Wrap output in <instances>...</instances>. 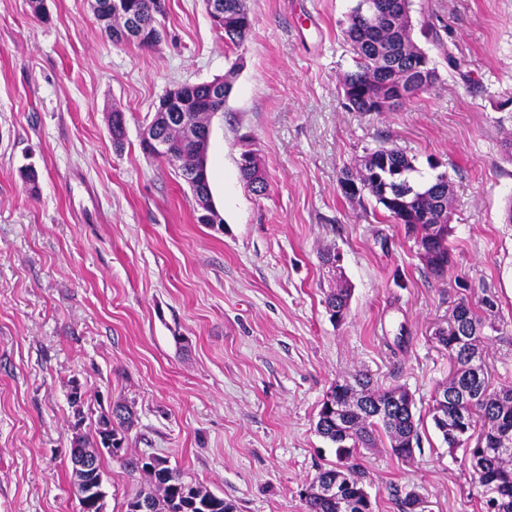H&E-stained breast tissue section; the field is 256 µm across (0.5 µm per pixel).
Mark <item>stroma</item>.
<instances>
[{"mask_svg":"<svg viewBox=\"0 0 512 512\" xmlns=\"http://www.w3.org/2000/svg\"><path fill=\"white\" fill-rule=\"evenodd\" d=\"M93 0H0V512H78L69 449L79 379L84 429L133 411L128 454H158L238 512H305L336 450L316 431L331 385L358 371L405 386L419 420L412 458L386 438L360 449L375 512L406 494L423 512H480L468 458L430 410L455 367L435 338L460 299L496 301L503 333L483 359L512 385V0H415L462 70L439 61L433 93L395 112H353L340 81L356 0H246L244 46L228 53L202 0H165L162 37L112 42ZM241 69L211 119L207 165L223 225L196 220L175 169L142 133L178 84ZM125 119L123 146L110 132ZM249 136L267 183L240 177ZM399 147L425 183L452 187L453 262L431 276L415 234L375 201L345 197L344 168ZM31 167L37 190L20 176ZM339 255L337 267L325 253ZM351 290L344 321L325 297ZM105 512L139 488L103 455Z\"/></svg>","mask_w":512,"mask_h":512,"instance_id":"1","label":"stroma"}]
</instances>
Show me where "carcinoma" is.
<instances>
[{
	"label": "carcinoma",
	"mask_w": 512,
	"mask_h": 512,
	"mask_svg": "<svg viewBox=\"0 0 512 512\" xmlns=\"http://www.w3.org/2000/svg\"><path fill=\"white\" fill-rule=\"evenodd\" d=\"M366 0H357L344 29L355 54L356 71L348 73L342 81V90L348 106L356 112H371L380 97L387 95L395 85H402L411 100L421 94L432 92L439 83L438 69L428 53L414 38L412 23L413 0H392L395 9H379L377 18L365 7ZM133 8L146 20L157 22L156 0H129ZM252 30V20L244 0H224V46L239 47ZM421 34L440 52L448 67H460L458 59L448 50L439 32L430 25L421 28ZM188 102L187 111L193 113L195 141L210 138L211 109L208 85L186 83L181 85ZM165 139L171 146L185 148L190 152L193 144L186 142L180 120L169 116L162 128ZM387 159L389 168L403 170L398 184L409 192L403 210L392 208L387 199L393 196L394 185L376 181L371 174L377 160ZM415 171L412 161L393 146H378L369 150L356 172L345 170L341 181L355 179L361 185V194L375 199L383 206L389 217L398 224L421 231V238L431 240V249L421 254L426 268L439 275L438 263H451L448 238L452 227L437 223L443 209L448 207V176L439 173L424 189H418L410 180ZM241 178L249 185L259 182L256 193L266 190V183L258 166L249 170L239 169ZM193 196L211 202L208 177L188 178ZM351 290L338 288L325 297L326 309H349ZM454 309L460 311L467 336L448 333L438 338L449 352L456 354L459 367L455 376L437 391H447L458 386L471 394L469 398L448 401L441 418L431 413L435 429L448 448H461L473 466L481 469L479 484L486 488L488 499L485 505L499 504V512H512V449L502 451L504 437L512 438V386L491 387L483 358L479 366L471 369L470 357L483 352L484 343L494 341L489 332H496L495 319L498 309L494 301L483 299L477 304L462 300ZM69 402L74 408L77 423H82V407L85 400L83 387L69 381ZM132 420V411L126 405L117 404L112 414L101 413L95 422L92 434L77 433L73 442L77 447L92 452L100 448L120 451L124 443L123 432ZM316 431L336 448L339 460H349L350 483L345 489L348 498L360 503L364 500V473L357 464L350 462L360 448H373L377 437L385 435L389 446L400 458L413 455L414 445L419 443L417 425L413 413V399L402 386L378 388L372 378L359 372L349 379H338L331 386L321 404ZM125 468L130 474L144 476L136 494L128 499L126 512H236L235 503L215 495L199 483L190 480L170 484L163 473L171 470L169 460L157 457L155 463L145 462V457L129 458ZM337 467L319 471L309 483L305 501L306 512H336L332 503L318 497L314 490L336 480Z\"/></svg>",
	"instance_id": "1"
}]
</instances>
